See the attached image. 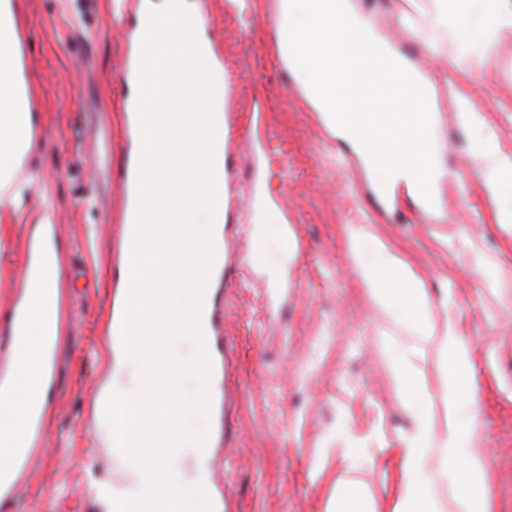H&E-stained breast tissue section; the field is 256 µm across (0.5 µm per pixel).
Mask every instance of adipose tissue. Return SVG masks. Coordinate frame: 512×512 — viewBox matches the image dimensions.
I'll list each match as a JSON object with an SVG mask.
<instances>
[{
	"mask_svg": "<svg viewBox=\"0 0 512 512\" xmlns=\"http://www.w3.org/2000/svg\"><path fill=\"white\" fill-rule=\"evenodd\" d=\"M494 4L493 12L488 13L484 0H433L427 25L440 38L448 33L449 14L463 20L466 29L459 39V55L464 58L472 47H487L491 34L512 36V0H494ZM274 24L277 50L285 66L297 75L310 106L325 124H332L339 83L336 52L351 36L364 43L380 39L373 18L357 0H277ZM28 86L17 44L15 5L13 0H0V206L16 205L38 178L29 162L37 116L29 106ZM475 160L493 207L494 222L512 229V153L486 138L480 141ZM385 174L389 185L411 189L421 182L435 192L448 176L436 154L416 170L392 160ZM251 211L257 248L276 252L273 262H260L257 269L270 288L285 287L295 257L294 238L289 225L278 218L275 195L267 181H260L251 199ZM349 243L376 307L411 339L396 366L395 379L400 389L417 397L410 412L418 427L404 450L391 512H491L483 493L486 460L468 448V432L459 422L462 410H473L477 402L468 380L466 346L449 326L438 325L430 293L407 259L362 228L351 231ZM57 322V312L37 310L27 325L13 332L11 351H18L22 337L31 338L32 343L26 358L12 362L9 376L0 383V413L7 421L6 427L0 428V485L13 483L21 471L15 449L6 444V432L24 428L44 411L33 395L46 387L47 366L59 341L58 336H47L46 327ZM433 342L439 343L447 365L442 391L436 397L430 394L420 366ZM437 420L445 438L442 446L435 448L430 444V426ZM367 491L366 473L344 470L333 484L328 512H369Z\"/></svg>",
	"mask_w": 512,
	"mask_h": 512,
	"instance_id": "adipose-tissue-1",
	"label": "adipose tissue"
}]
</instances>
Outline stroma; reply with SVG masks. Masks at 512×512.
Returning a JSON list of instances; mask_svg holds the SVG:
<instances>
[{
	"mask_svg": "<svg viewBox=\"0 0 512 512\" xmlns=\"http://www.w3.org/2000/svg\"><path fill=\"white\" fill-rule=\"evenodd\" d=\"M19 49L40 115L31 160L42 176L0 222V316L26 263L31 216L57 211L63 257V331L56 349L45 434L30 451L18 492L0 512H106L101 493L114 460L99 446L96 393L109 381L106 347L112 264L131 156L121 74L136 22L135 0L114 21L113 0H15ZM391 41L406 48L438 89L442 162L452 176L433 219L404 192L391 207L371 203L354 153L322 123L296 77L279 61L277 0H196L223 63L225 109L233 117L237 213L227 230L239 264L218 296L231 351L224 415V497L235 512H327L337 472H371L375 512H390L415 421L394 380L407 341L376 309L349 255V230L364 225L404 253L470 350L478 421L471 448L488 459L484 488L494 512H512V233L492 219L472 156L491 136L512 153V38L493 39L483 68L451 61L457 25L433 43L423 24L399 18L401 0H358ZM479 103L484 124L462 127L454 92ZM271 174L296 256L288 285L268 288L254 270L249 200L259 164ZM494 270L493 282L480 276Z\"/></svg>",
	"mask_w": 512,
	"mask_h": 512,
	"instance_id": "obj_1",
	"label": "stroma"
}]
</instances>
